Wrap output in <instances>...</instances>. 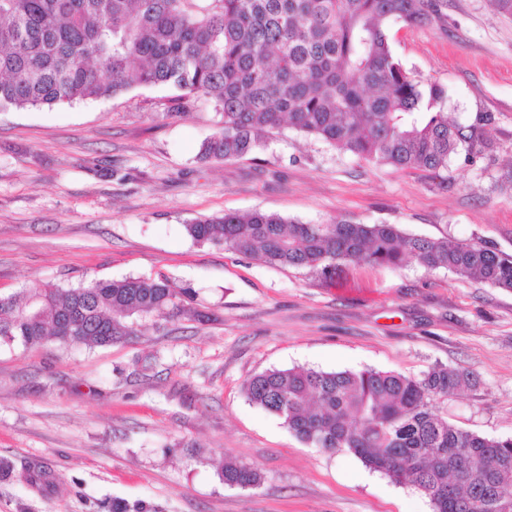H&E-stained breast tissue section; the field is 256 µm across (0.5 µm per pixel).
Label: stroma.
<instances>
[{
  "instance_id": "obj_1",
  "label": "stroma",
  "mask_w": 512,
  "mask_h": 512,
  "mask_svg": "<svg viewBox=\"0 0 512 512\" xmlns=\"http://www.w3.org/2000/svg\"><path fill=\"white\" fill-rule=\"evenodd\" d=\"M448 25L389 27L414 77L447 92L493 151L440 174L377 165L282 127L224 163L198 158L222 125L213 104L167 109L165 86L49 111L0 112V294L126 276L167 278L213 322L156 325L109 346L0 344V512H432L409 485L353 454L299 441L250 404L247 380L273 369L366 368L417 376L471 371L437 401L455 426L512 437V292L416 262L349 264L342 277L269 266L194 242L192 219L260 210L309 223L394 224L512 256V18L491 0H448ZM490 124H483L484 116ZM257 468L224 485L225 460ZM44 467L34 487L19 470Z\"/></svg>"
}]
</instances>
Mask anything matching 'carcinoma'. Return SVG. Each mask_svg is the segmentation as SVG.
I'll return each instance as SVG.
<instances>
[{"instance_id": "obj_1", "label": "carcinoma", "mask_w": 512, "mask_h": 512, "mask_svg": "<svg viewBox=\"0 0 512 512\" xmlns=\"http://www.w3.org/2000/svg\"><path fill=\"white\" fill-rule=\"evenodd\" d=\"M448 0H0V108L53 107L168 86L223 116L199 159L231 162L283 123L339 151L396 168L438 173L466 146L494 142L444 112L445 90L414 79L386 26L445 29ZM210 244L325 280L347 263L429 270L512 291V258L476 243L423 238L395 224H311L252 211L186 225ZM160 277L94 280L0 296V343L105 346L138 335L139 322L210 317ZM472 372L435 366L419 377L364 369L295 367L257 374L247 400L299 440L345 451L422 492L433 512H499L512 502V437L455 427L433 401L474 384ZM467 460L465 469L459 468ZM224 484L248 488L260 472L227 462Z\"/></svg>"}]
</instances>
